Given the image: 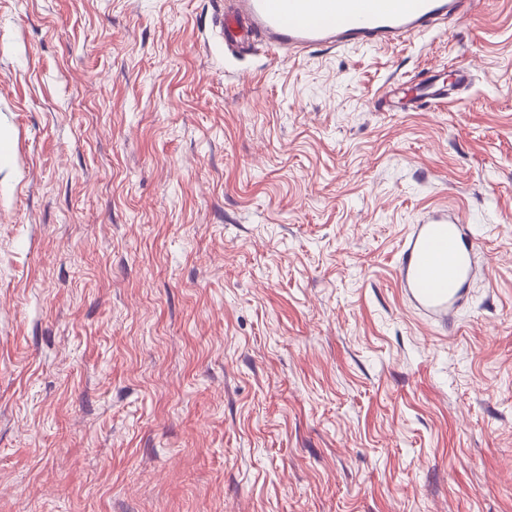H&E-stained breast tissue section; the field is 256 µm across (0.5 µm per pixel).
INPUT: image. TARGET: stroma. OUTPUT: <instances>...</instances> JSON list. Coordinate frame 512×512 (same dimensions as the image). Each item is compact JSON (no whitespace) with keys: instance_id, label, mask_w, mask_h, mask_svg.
<instances>
[{"instance_id":"1","label":"stroma","mask_w":512,"mask_h":512,"mask_svg":"<svg viewBox=\"0 0 512 512\" xmlns=\"http://www.w3.org/2000/svg\"><path fill=\"white\" fill-rule=\"evenodd\" d=\"M223 13L0 0V512H512V0L277 57ZM448 209L451 327L398 282Z\"/></svg>"}]
</instances>
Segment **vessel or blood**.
Instances as JSON below:
<instances>
[{
    "label": "vessel or blood",
    "mask_w": 512,
    "mask_h": 512,
    "mask_svg": "<svg viewBox=\"0 0 512 512\" xmlns=\"http://www.w3.org/2000/svg\"><path fill=\"white\" fill-rule=\"evenodd\" d=\"M226 44L246 31L274 52L327 47L380 48L404 37L424 36L440 19H477L486 0H226ZM474 237L457 212L417 225L399 269L400 286L428 316L454 320L473 274Z\"/></svg>",
    "instance_id": "b4317fda"
}]
</instances>
